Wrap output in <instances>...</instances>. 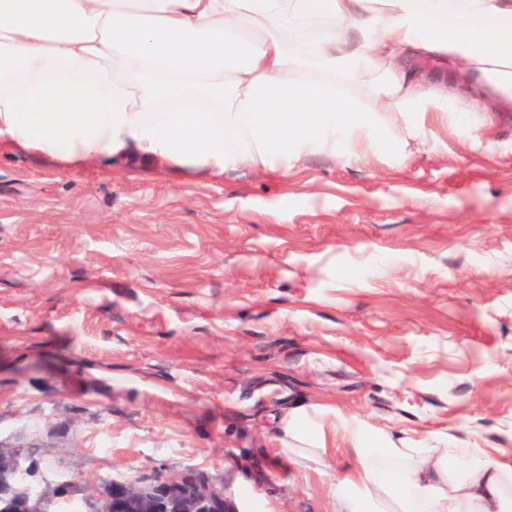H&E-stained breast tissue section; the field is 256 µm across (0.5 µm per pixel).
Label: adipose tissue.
Returning <instances> with one entry per match:
<instances>
[{"instance_id":"ef3b65f1","label":"adipose tissue","mask_w":512,"mask_h":512,"mask_svg":"<svg viewBox=\"0 0 512 512\" xmlns=\"http://www.w3.org/2000/svg\"><path fill=\"white\" fill-rule=\"evenodd\" d=\"M502 107L512 0H0V142L73 167L285 175L314 155L431 150L428 114ZM276 423L303 472L349 457L332 512H512V448L422 444L314 403Z\"/></svg>"}]
</instances>
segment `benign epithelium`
Here are the masks:
<instances>
[{
  "label": "benign epithelium",
  "instance_id": "obj_1",
  "mask_svg": "<svg viewBox=\"0 0 512 512\" xmlns=\"http://www.w3.org/2000/svg\"><path fill=\"white\" fill-rule=\"evenodd\" d=\"M34 470L16 453L0 450V512H45L46 488L35 485ZM98 512H238L214 480L189 472L167 477L146 471L133 480L114 479L105 487Z\"/></svg>",
  "mask_w": 512,
  "mask_h": 512
}]
</instances>
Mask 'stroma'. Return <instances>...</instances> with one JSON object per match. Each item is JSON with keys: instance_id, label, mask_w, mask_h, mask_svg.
Masks as SVG:
<instances>
[{"instance_id": "35a3bbf8", "label": "stroma", "mask_w": 512, "mask_h": 512, "mask_svg": "<svg viewBox=\"0 0 512 512\" xmlns=\"http://www.w3.org/2000/svg\"><path fill=\"white\" fill-rule=\"evenodd\" d=\"M428 128L432 151L209 180L0 144V449L47 512L152 469L325 512L345 458L274 453L309 403L512 448V112Z\"/></svg>"}]
</instances>
